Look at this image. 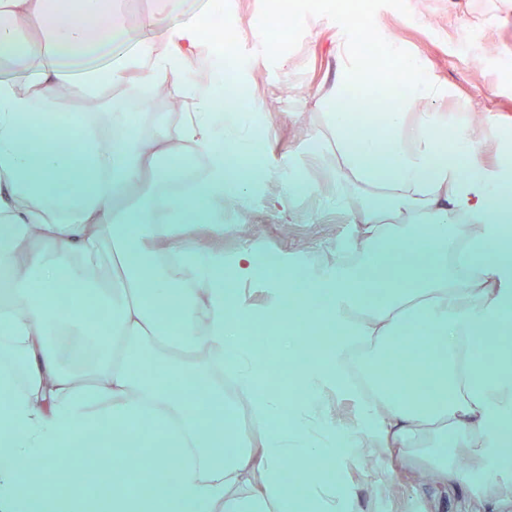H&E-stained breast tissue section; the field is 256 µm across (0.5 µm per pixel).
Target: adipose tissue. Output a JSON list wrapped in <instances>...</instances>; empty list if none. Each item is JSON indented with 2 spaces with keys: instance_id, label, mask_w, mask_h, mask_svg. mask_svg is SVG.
I'll list each match as a JSON object with an SVG mask.
<instances>
[{
  "instance_id": "1",
  "label": "adipose tissue",
  "mask_w": 512,
  "mask_h": 512,
  "mask_svg": "<svg viewBox=\"0 0 512 512\" xmlns=\"http://www.w3.org/2000/svg\"><path fill=\"white\" fill-rule=\"evenodd\" d=\"M236 35L235 21L213 38L205 15H186L166 23L159 47L71 80L68 65L128 41L111 0H0V69L27 76L0 78V512H80V483L58 490L28 464L52 471L96 425L180 455L174 468L163 457L114 462L123 483L105 493V512H300L303 498L335 512V475L301 493L288 472L375 448L393 474L443 486L512 466V345L501 341L512 329V144L490 123L483 136L498 148L487 163L470 126L449 131L447 113L391 106L382 127L357 130L336 109L304 151L335 153L337 185L364 188L346 209L354 261L307 271L256 235L224 246L226 208H246L273 174L259 156L274 151L278 115L258 126L215 111L208 74H185ZM143 83L185 111L133 126L125 100L103 147L78 100ZM354 84L445 94L408 58L382 72L352 54L340 86ZM191 155L204 160L201 180L149 219L165 161ZM260 321L289 324L280 352L298 358L304 400L272 389L268 359L246 340ZM320 332L331 343L301 362ZM481 333L493 357L475 347ZM71 340L97 351L84 372L63 364ZM331 396L357 407L354 422L330 417ZM168 470L147 498L126 489Z\"/></svg>"
}]
</instances>
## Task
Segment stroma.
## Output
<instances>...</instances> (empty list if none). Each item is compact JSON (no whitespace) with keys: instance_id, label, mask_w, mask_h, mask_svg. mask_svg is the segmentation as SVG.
I'll return each instance as SVG.
<instances>
[{"instance_id":"stroma-1","label":"stroma","mask_w":512,"mask_h":512,"mask_svg":"<svg viewBox=\"0 0 512 512\" xmlns=\"http://www.w3.org/2000/svg\"><path fill=\"white\" fill-rule=\"evenodd\" d=\"M278 3L224 0L239 35L223 59L224 75L211 86L213 94L224 93L230 86L226 73L235 71L252 83L249 109L286 115L274 131L275 177L257 186L243 215L247 230L259 231L269 247L316 268L335 261L336 245L350 230L336 211V198L356 194V187L335 190L302 153L306 131L326 127L325 114L348 64L338 45L341 30L356 31L353 49L381 67L393 64L385 51L389 45L417 58L426 76L446 89L442 102L417 100L409 111L445 112L478 131L492 117L512 139V0H361L356 12L334 11L331 0H296L284 11ZM262 23L270 27L271 50L261 56L255 36ZM292 169L304 170L308 190L281 215L271 210L270 200L278 177ZM338 471L349 487L340 497V512H497L486 473L442 490L394 476L380 452L366 464L348 458Z\"/></svg>"}]
</instances>
